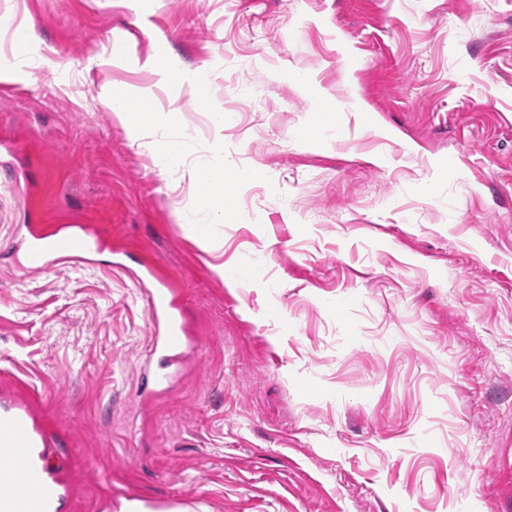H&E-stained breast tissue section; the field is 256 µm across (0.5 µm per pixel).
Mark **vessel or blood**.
<instances>
[{"label": "vessel or blood", "instance_id": "b4317fda", "mask_svg": "<svg viewBox=\"0 0 512 512\" xmlns=\"http://www.w3.org/2000/svg\"><path fill=\"white\" fill-rule=\"evenodd\" d=\"M26 263L23 275L43 274L62 261L90 262L93 255L106 246L105 240L93 231L77 237H63L52 233L28 230L23 241ZM159 266L154 258H144L137 279L148 303L152 324L151 350L157 355L160 371L141 367L143 379L158 390H166L181 374L182 359L187 348L183 337L185 326L182 308L172 290L157 287L155 277ZM24 405L0 412V488L7 493V512H40L44 497L54 493L52 483L33 475L23 474L21 464L27 448L44 444L27 404L37 400L34 391H26Z\"/></svg>", "mask_w": 512, "mask_h": 512}]
</instances>
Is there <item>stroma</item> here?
Instances as JSON below:
<instances>
[{
    "instance_id": "obj_1",
    "label": "stroma",
    "mask_w": 512,
    "mask_h": 512,
    "mask_svg": "<svg viewBox=\"0 0 512 512\" xmlns=\"http://www.w3.org/2000/svg\"><path fill=\"white\" fill-rule=\"evenodd\" d=\"M2 82L0 404L40 393L64 512H512V0H0ZM208 156L256 173L220 224ZM24 224L158 261L194 340L169 392L118 255L24 278ZM112 96V108L116 117L123 123L130 131L137 133L140 130L148 127H156L158 112H154V107L149 100H142L139 108L143 112H127L130 97L128 90L119 92L117 97ZM196 184L200 193L208 199L216 195L224 196L228 192V185L224 184V160L221 163H211L196 172Z\"/></svg>"
}]
</instances>
